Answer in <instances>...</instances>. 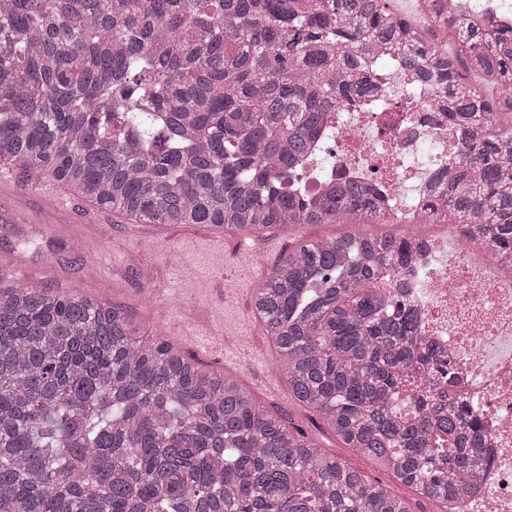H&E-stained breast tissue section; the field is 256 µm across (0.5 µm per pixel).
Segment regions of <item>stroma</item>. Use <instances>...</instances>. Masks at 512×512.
<instances>
[{"mask_svg":"<svg viewBox=\"0 0 512 512\" xmlns=\"http://www.w3.org/2000/svg\"><path fill=\"white\" fill-rule=\"evenodd\" d=\"M35 181L14 172L0 198V265L20 266L18 282L89 297L121 309L134 325L159 329L184 354L237 380L289 428L408 498L414 512H443L444 503L419 498L366 457L340 447L316 413L291 399L273 345L249 309L261 271L273 269L298 240L343 233L346 225L307 224L290 233L243 237L204 224L116 218L105 235L100 225L32 210Z\"/></svg>","mask_w":512,"mask_h":512,"instance_id":"35a3bbf8","label":"stroma"}]
</instances>
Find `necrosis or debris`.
<instances>
[{"label":"necrosis or debris","mask_w":512,"mask_h":512,"mask_svg":"<svg viewBox=\"0 0 512 512\" xmlns=\"http://www.w3.org/2000/svg\"><path fill=\"white\" fill-rule=\"evenodd\" d=\"M383 102L368 111L335 113L336 147L312 165L304 185L322 192L337 180L377 175L395 201L396 225L413 230L408 266L377 286L418 316L422 335L451 356L466 403L482 418L486 442L479 486L456 512H512V256L480 241L462 242L455 224H423L425 182L458 153L432 98L386 76Z\"/></svg>","instance_id":"obj_1"}]
</instances>
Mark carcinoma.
I'll use <instances>...</instances> for the list:
<instances>
[{"label":"carcinoma","mask_w":512,"mask_h":512,"mask_svg":"<svg viewBox=\"0 0 512 512\" xmlns=\"http://www.w3.org/2000/svg\"><path fill=\"white\" fill-rule=\"evenodd\" d=\"M422 2L453 49L390 0H0V163L135 224L353 226L288 251L258 319L343 447L451 507L480 475L477 414L373 284L411 241L369 229L392 214L368 181L300 182L390 52L456 134L431 211L512 249V93L488 95L512 87V28ZM418 374L408 419L393 398ZM0 512L413 510L122 310L21 284L0 289Z\"/></svg>","instance_id":"carcinoma-1"}]
</instances>
